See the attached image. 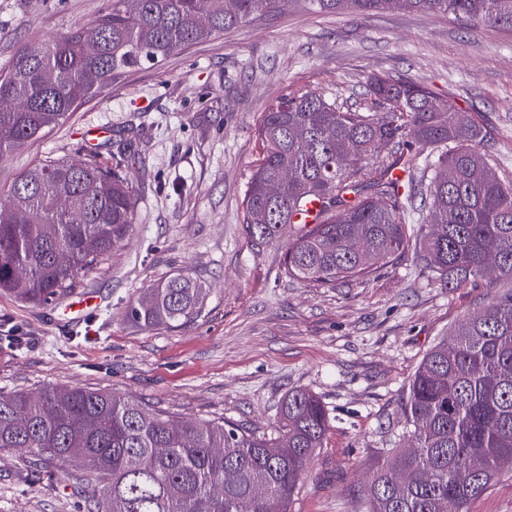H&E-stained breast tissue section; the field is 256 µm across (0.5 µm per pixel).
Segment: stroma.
<instances>
[{"instance_id":"stroma-1","label":"stroma","mask_w":512,"mask_h":512,"mask_svg":"<svg viewBox=\"0 0 512 512\" xmlns=\"http://www.w3.org/2000/svg\"><path fill=\"white\" fill-rule=\"evenodd\" d=\"M110 0H0V68L25 44L92 23ZM375 75L413 80L483 127L500 180L512 181V32L411 9L357 18L287 0L271 17L215 36L114 83L25 149L0 158V193L51 157L89 152L136 189L130 238L75 290L37 307L0 294V393L108 391L175 419L272 430L288 391L330 415L323 448L290 512H366L360 488L404 435L407 386L430 348L495 289L437 287L406 250L362 284L287 277L284 246L256 244L245 196L262 158L269 105L299 89L347 106ZM189 272L206 288L175 328L130 322L144 288ZM97 306L79 322L72 310ZM29 450H0V512H80L73 476L32 478Z\"/></svg>"}]
</instances>
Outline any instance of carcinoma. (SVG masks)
I'll return each mask as SVG.
<instances>
[{
  "instance_id": "carcinoma-1",
  "label": "carcinoma",
  "mask_w": 512,
  "mask_h": 512,
  "mask_svg": "<svg viewBox=\"0 0 512 512\" xmlns=\"http://www.w3.org/2000/svg\"><path fill=\"white\" fill-rule=\"evenodd\" d=\"M314 13L413 9L512 31V0H297ZM281 0H112L89 27L21 47L0 70V155L15 152L100 99L121 75L279 11ZM369 102L346 108L311 90L276 98L258 128L261 163L246 194L253 239L268 243L306 203L321 220L285 243L284 274L319 288L360 284L416 242L442 288L485 278L493 300L464 316L408 384L413 448H390L361 490L367 512H467L512 460V183L494 172L486 134L458 108L408 79L376 76ZM384 147L390 148L382 154ZM122 161L49 159L0 197V293L49 304L118 248L137 224ZM421 204H415V198ZM418 214L417 234L404 211ZM63 253L66 259H58ZM204 288L183 271L149 287L125 317L173 327L201 309ZM329 415L306 390L283 400L271 433L227 420L183 422L110 392L47 388L0 393V450L28 448L97 490L87 512H288L323 447Z\"/></svg>"
}]
</instances>
